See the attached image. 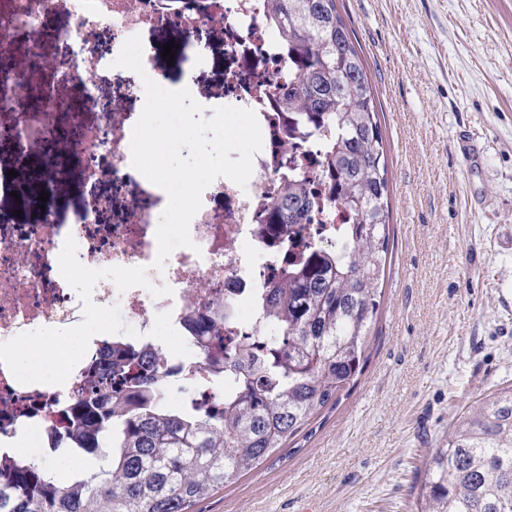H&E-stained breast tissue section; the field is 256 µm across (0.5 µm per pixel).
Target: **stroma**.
<instances>
[{"mask_svg": "<svg viewBox=\"0 0 512 512\" xmlns=\"http://www.w3.org/2000/svg\"><path fill=\"white\" fill-rule=\"evenodd\" d=\"M387 154L393 254L356 384L195 512H417L426 463L462 408L512 385V0H339ZM209 61L155 55L168 83L234 105L224 37ZM479 147L466 164L461 136ZM80 169L56 177L60 215Z\"/></svg>", "mask_w": 512, "mask_h": 512, "instance_id": "stroma-1", "label": "stroma"}]
</instances>
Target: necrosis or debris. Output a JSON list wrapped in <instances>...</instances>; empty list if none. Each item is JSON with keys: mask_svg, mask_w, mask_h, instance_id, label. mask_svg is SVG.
<instances>
[{"mask_svg": "<svg viewBox=\"0 0 512 512\" xmlns=\"http://www.w3.org/2000/svg\"><path fill=\"white\" fill-rule=\"evenodd\" d=\"M267 0H11L0 12V50L26 43L30 57H39L45 39L61 44L50 64L57 80L94 85L105 78L122 79L114 61L125 40L147 29L174 28L185 36V48L203 61L207 46L197 37L201 28L222 33L227 56H249L250 69L231 71L228 84L241 88L242 107L255 112L263 142L265 166L246 187L226 178L212 182L202 194V205L190 222L193 247L176 248L163 268H155L158 205L163 189L149 182L131 165L134 123L129 107L113 106L109 135L98 128L82 130L78 155L60 158L50 151L37 159L44 183L67 165L78 166L86 183L99 180L98 157L112 155V182L119 185L129 205L109 226V238L95 237L97 210L82 207L63 217L48 212L43 223L25 225L21 234L0 229V459L9 460L4 447L18 432H26L31 459L53 455V424L63 409L89 387L87 368L108 335L93 333L79 357L61 359L65 385L43 375H24L15 365L10 346L23 336L55 335L73 331L86 307L96 313L119 311L135 325L125 342L141 347L146 336H173L186 341L183 320L192 310H213L224 305V334L233 337L259 322L256 303L260 288L281 275L280 243L274 240L266 214L280 194L286 172L318 179V161L324 135L287 133L286 119H275L273 93L287 88L288 63L281 50L277 27L266 23ZM64 16L68 25L52 26ZM111 32L108 49L87 40V33ZM22 68L0 69V112L15 116L13 127H0V139L13 140L19 149L30 141L46 142L52 127L41 114L29 111L15 96L28 85ZM90 267L91 283L85 297L68 285L63 259ZM174 366L195 388L181 397L184 405L206 408L220 403L224 385L213 382L200 359H178Z\"/></svg>", "mask_w": 512, "mask_h": 512, "instance_id": "obj_1", "label": "necrosis or debris"}]
</instances>
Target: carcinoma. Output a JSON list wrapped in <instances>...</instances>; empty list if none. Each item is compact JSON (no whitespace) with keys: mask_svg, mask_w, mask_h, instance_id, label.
<instances>
[{"mask_svg":"<svg viewBox=\"0 0 512 512\" xmlns=\"http://www.w3.org/2000/svg\"><path fill=\"white\" fill-rule=\"evenodd\" d=\"M294 81L284 108L317 128H336L323 163L325 187L286 179L271 223L288 241L317 201L347 214L343 245L287 254L282 278L258 293L265 351L253 337L224 344V322L209 311L188 333L209 376L233 385L222 408L176 407L163 349L107 345L95 382L62 413L58 447L83 448L106 465L73 472L64 485L41 462H21L0 479V512H191L285 447L363 372L380 310L390 249L389 180L374 91L356 37L337 0H268ZM421 486L420 512H512V386L477 400L448 431Z\"/></svg>","mask_w":512,"mask_h":512,"instance_id":"1","label":"carcinoma"}]
</instances>
